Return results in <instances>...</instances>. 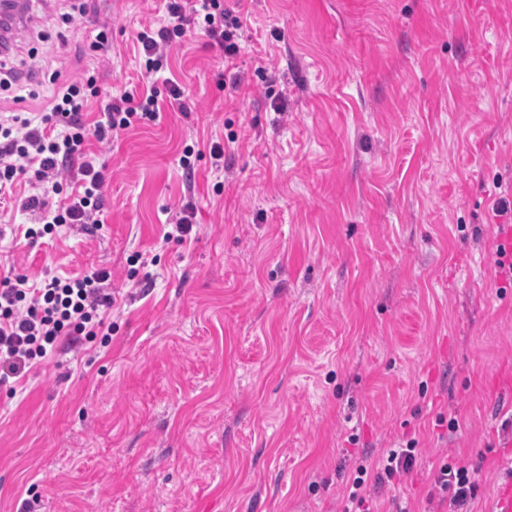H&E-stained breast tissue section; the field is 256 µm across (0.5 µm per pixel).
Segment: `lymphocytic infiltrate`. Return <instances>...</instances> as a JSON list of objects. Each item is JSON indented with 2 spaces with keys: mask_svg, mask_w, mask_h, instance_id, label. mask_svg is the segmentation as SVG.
Returning <instances> with one entry per match:
<instances>
[{
  "mask_svg": "<svg viewBox=\"0 0 512 512\" xmlns=\"http://www.w3.org/2000/svg\"><path fill=\"white\" fill-rule=\"evenodd\" d=\"M164 21L159 28L139 31L144 55V74L151 82H163L169 97L180 100L183 91L166 77L169 51L190 30L202 31L211 46L219 48L225 62L240 52L238 43L244 5L237 0H163ZM96 75L57 87L44 111L16 113L0 120V193L11 191L20 176H28L33 192L21 204L32 212L34 227L27 237L60 231L73 224H95L103 209L106 177L83 145L87 138L101 143L118 141L125 131L156 121L161 107L156 94L141 100L123 94L101 105L90 116L89 100L97 96ZM63 196L52 206L47 193ZM110 275L94 270L74 278L53 277L32 288L18 275L0 281V387L10 385L33 361L58 351L60 344L76 348L85 342L109 338L106 316L114 298ZM418 456L416 441L384 449L377 461L373 482H366V467L352 479L344 512H375L377 500L371 487H382L409 473ZM478 495V484L467 467L446 462L433 475L428 500L438 501L445 512H469Z\"/></svg>",
  "mask_w": 512,
  "mask_h": 512,
  "instance_id": "1",
  "label": "lymphocytic infiltrate"
}]
</instances>
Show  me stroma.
<instances>
[{"label":"stroma","instance_id":"stroma-1","mask_svg":"<svg viewBox=\"0 0 512 512\" xmlns=\"http://www.w3.org/2000/svg\"><path fill=\"white\" fill-rule=\"evenodd\" d=\"M33 0L9 65L36 98L96 63L99 101L141 98L137 34L162 0ZM112 44L91 47L104 19ZM235 61L170 50L183 97L104 164L99 225L33 240L0 201V279L111 274L109 346L39 359L0 389V512H342L379 449L413 470L376 492L426 512L442 457L476 512L512 480V0H247ZM186 111H179V104ZM224 142V164L205 147ZM194 148L195 226L165 240ZM459 427L449 432L447 417Z\"/></svg>","mask_w":512,"mask_h":512}]
</instances>
